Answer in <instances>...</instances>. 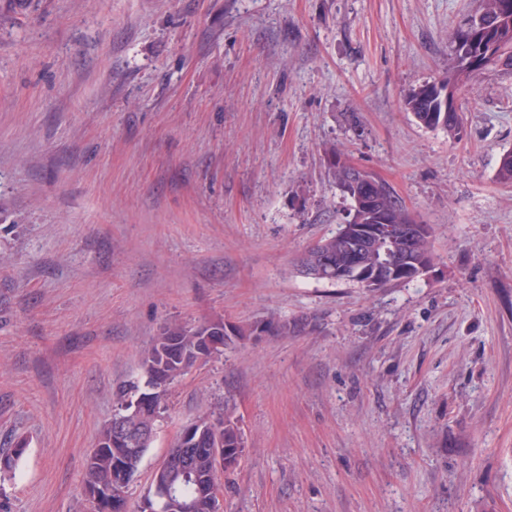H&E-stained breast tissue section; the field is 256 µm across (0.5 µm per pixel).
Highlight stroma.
Returning a JSON list of instances; mask_svg holds the SVG:
<instances>
[{
	"mask_svg": "<svg viewBox=\"0 0 512 512\" xmlns=\"http://www.w3.org/2000/svg\"><path fill=\"white\" fill-rule=\"evenodd\" d=\"M479 0H0L5 512H91L84 463L163 323L294 322L176 382L137 505L206 410L224 512H512V68L454 140L402 106ZM430 225L417 281L301 276L347 220L328 155Z\"/></svg>",
	"mask_w": 512,
	"mask_h": 512,
	"instance_id": "stroma-1",
	"label": "stroma"
}]
</instances>
